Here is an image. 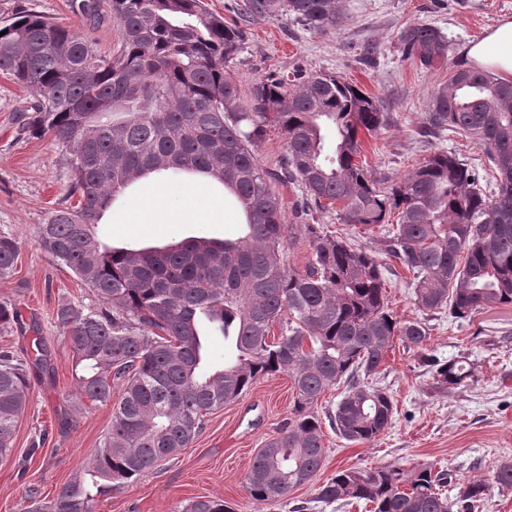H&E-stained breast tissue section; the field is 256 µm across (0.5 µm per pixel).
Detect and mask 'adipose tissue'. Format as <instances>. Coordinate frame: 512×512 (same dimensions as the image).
<instances>
[{
  "label": "adipose tissue",
  "instance_id": "adipose-tissue-1",
  "mask_svg": "<svg viewBox=\"0 0 512 512\" xmlns=\"http://www.w3.org/2000/svg\"><path fill=\"white\" fill-rule=\"evenodd\" d=\"M465 57L476 68L512 77V19L506 18L470 43ZM174 190L169 172H151L133 181L102 212L104 224H220L231 200L218 181L201 173L185 174Z\"/></svg>",
  "mask_w": 512,
  "mask_h": 512
}]
</instances>
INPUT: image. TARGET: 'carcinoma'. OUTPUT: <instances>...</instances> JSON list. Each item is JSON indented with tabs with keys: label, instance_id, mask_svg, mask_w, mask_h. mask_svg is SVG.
I'll use <instances>...</instances> for the list:
<instances>
[{
	"label": "carcinoma",
	"instance_id": "1",
	"mask_svg": "<svg viewBox=\"0 0 512 512\" xmlns=\"http://www.w3.org/2000/svg\"><path fill=\"white\" fill-rule=\"evenodd\" d=\"M80 13L107 16L120 45L105 55L74 27L23 10L0 19V74L26 88L32 102L22 131L50 136L68 154L73 207L38 226L41 245L88 285L94 307L65 304L56 320L72 357L78 392L112 406L101 446L81 475L50 501L30 490L26 512H90L97 497L140 480L189 447L206 417L245 395L257 380L284 374L295 396L291 417L267 438L247 472V489L275 503L311 483L325 459L318 403L336 385L344 395L326 414L343 440L370 443L390 427L394 400L367 381L400 342L420 353L428 332L402 319L386 295L377 252L302 224L312 257L302 270L286 260L284 199L274 183L304 192L300 208L334 211L342 224L373 227L396 218L386 255L412 273L414 305L448 310L458 321L512 304V81L460 68L433 94L423 133L459 132L481 145L494 173L482 175L452 152L431 154L386 184L358 162L360 134L377 135L387 115L374 98L330 72L298 84L267 78L250 100L224 78L243 31L205 0H80ZM247 19L291 15L311 31L338 27L339 0H242ZM405 53L432 70L448 57L438 28L403 30ZM275 127L284 139L277 170L263 168L255 147ZM334 132L326 142L325 131ZM155 170L195 171L224 184L246 214L236 240L192 237L132 249L92 231L111 195ZM17 239L0 234V279L15 270ZM20 311L0 303V331ZM279 334L271 335L274 326ZM220 336L228 359H208ZM31 362L0 350V458L11 455L29 402ZM431 366L429 393L450 394L474 381L465 358ZM512 488V461L489 479L444 489L425 465L350 467L322 482L324 503L363 501L371 512H472L494 489ZM185 512H232L224 499L198 497Z\"/></svg>",
	"mask_w": 512,
	"mask_h": 512
}]
</instances>
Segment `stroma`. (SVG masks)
Segmentation results:
<instances>
[{"label": "stroma", "instance_id": "obj_1", "mask_svg": "<svg viewBox=\"0 0 512 512\" xmlns=\"http://www.w3.org/2000/svg\"><path fill=\"white\" fill-rule=\"evenodd\" d=\"M237 0H207L211 12L239 26L242 48L224 67V76L249 99L261 79L282 75L336 73L366 91L386 112L381 134L363 137L362 161L377 175L398 179L430 153H457L481 167L483 150L455 132L438 137L421 133L432 94L448 80L471 41L512 17V0H342L345 22L316 33L281 16L241 20ZM72 0H0V18L31 9L71 24L115 51L117 26L93 24L75 15ZM427 23L446 37L450 50L444 68L427 71L400 51V34ZM30 102L26 89L0 75V233L16 237L19 255L11 277L0 280V303L20 308L36 329L12 327L0 332V348L24 357L33 336L51 354L49 373L32 378L30 402L20 418L10 457L0 459V512H23L29 489L53 499L82 473L90 453L100 446L111 423L110 408L80 398L72 359L63 347L56 321L59 305H96L91 290L59 264L38 242L36 230L53 210L68 206L67 156L51 138L21 134L18 116ZM104 242L115 246H166L188 237L236 239L240 227L224 224H99ZM390 305L401 318L420 319L429 337V354L441 360L465 357L475 365L470 386L447 395L428 391L430 372L415 350L395 344L375 375L377 386L394 399L391 426L371 443H349L334 433L325 437V459L318 481L337 469L401 464L435 465L458 483L484 476L512 461V304L489 308L470 321L447 312L418 314L412 301V276L387 259ZM294 399L286 375L258 380L240 400L211 414L202 433L174 459L138 482L106 493L91 512H183L200 496L224 498L235 512H368L364 503L345 506L318 502L314 486L295 488L287 499L263 504L246 488V473L262 443L286 424Z\"/></svg>", "mask_w": 512, "mask_h": 512}]
</instances>
